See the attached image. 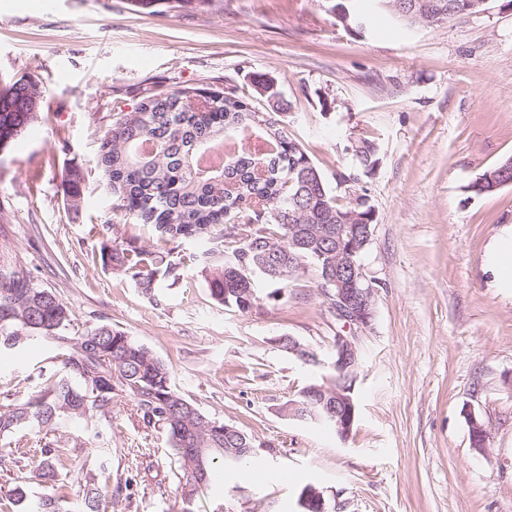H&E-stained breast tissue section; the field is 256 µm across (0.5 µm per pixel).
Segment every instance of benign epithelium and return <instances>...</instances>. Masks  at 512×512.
Here are the masks:
<instances>
[{"mask_svg": "<svg viewBox=\"0 0 512 512\" xmlns=\"http://www.w3.org/2000/svg\"><path fill=\"white\" fill-rule=\"evenodd\" d=\"M370 239L368 228L361 235L358 228L350 224L336 225V253L342 258L343 270L336 274L331 293L332 309L336 317L350 328L366 329L371 326L374 316L375 281L368 277L364 265L356 260ZM358 356L355 340L341 333L336 334L334 355L330 363L336 376L324 378L335 397V404L325 410L323 418L333 423L342 439L349 435L356 418L352 392ZM302 505L312 506L313 512H330L323 496L310 489L305 492Z\"/></svg>", "mask_w": 512, "mask_h": 512, "instance_id": "benign-epithelium-1", "label": "benign epithelium"}]
</instances>
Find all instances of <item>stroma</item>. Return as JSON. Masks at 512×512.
I'll return each instance as SVG.
<instances>
[{
	"mask_svg": "<svg viewBox=\"0 0 512 512\" xmlns=\"http://www.w3.org/2000/svg\"><path fill=\"white\" fill-rule=\"evenodd\" d=\"M329 0H194L183 9L131 10L127 0H0V82L28 77L45 90L27 133L0 152V266L22 269L74 311L70 332L101 324L172 366L173 384L210 418L252 437L249 462L182 498L162 429L129 397L58 430L79 482L106 467L105 512H299L304 486L343 512H512V290L495 287L487 256L512 227V185L472 191L512 156V0L439 26L374 13L355 34ZM276 80L288 133L328 180L357 176L375 211L362 262L377 281L374 316L358 331L357 415L348 438L284 415L282 405L330 376L342 331L314 266L301 287L263 284L250 312L216 302L200 265L164 282L157 306L105 266L103 242L150 227L107 229L98 185L99 139L117 109L144 90L224 88L253 104V77ZM378 163L360 168L359 138ZM87 174L79 211L62 180ZM283 336L315 352L307 366ZM53 342L0 352V396L27 398L57 365ZM485 425L471 444L469 414ZM25 491L12 512H35L52 491L31 463L0 465V498ZM358 162L364 170H372L378 161V145L375 141L360 138L353 149Z\"/></svg>",
	"mask_w": 512,
	"mask_h": 512,
	"instance_id": "stroma-1",
	"label": "stroma"
}]
</instances>
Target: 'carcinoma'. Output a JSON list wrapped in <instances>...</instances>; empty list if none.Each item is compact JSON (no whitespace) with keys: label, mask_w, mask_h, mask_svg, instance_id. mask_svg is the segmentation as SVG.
<instances>
[{"label":"carcinoma","mask_w":512,"mask_h":512,"mask_svg":"<svg viewBox=\"0 0 512 512\" xmlns=\"http://www.w3.org/2000/svg\"><path fill=\"white\" fill-rule=\"evenodd\" d=\"M136 10L155 12L162 4L182 8L194 0H129ZM467 0H374L378 9L401 17L406 25L439 26L468 15ZM256 92L270 101L280 97L272 79L253 80ZM190 88L167 91L163 98L147 91L129 110L113 114L100 139L98 183L109 199L113 218L152 228L162 246L135 237L102 247L103 262L131 277L157 306L166 303L158 288L184 277L179 248L199 243L192 256L209 269L212 298L240 312L250 311L260 281L288 287L306 266H315L321 283L336 275V225L355 212L372 225L375 214L365 194L348 190L339 202L302 145L290 138L277 110L261 111L270 124L252 120L257 107L235 86L214 90L202 102L186 104ZM43 99L39 85L26 78L0 86V152L38 119L28 109L31 96ZM354 153L365 170L378 161V145L361 138ZM86 173L74 165L63 180L69 208L80 207ZM73 309L52 291L39 287L25 272L0 266V348L50 339L57 345V368L38 390L22 401H0V440L25 426L54 432L66 422L97 415L112 418L114 390L126 393L148 425L159 426L172 448L170 469L180 494L193 498L211 477L218 461L237 464L252 453L243 434L224 442V424L209 418L171 384L172 367L146 346L103 324L65 335ZM108 361H102L104 355ZM293 416L313 420L314 409L332 402L317 393L292 399ZM239 448L236 459L224 448ZM65 449L48 442L41 448L15 443L3 461L33 460L48 469L53 492L42 497L37 512H69L75 483L62 462Z\"/></svg>","instance_id":"1"}]
</instances>
